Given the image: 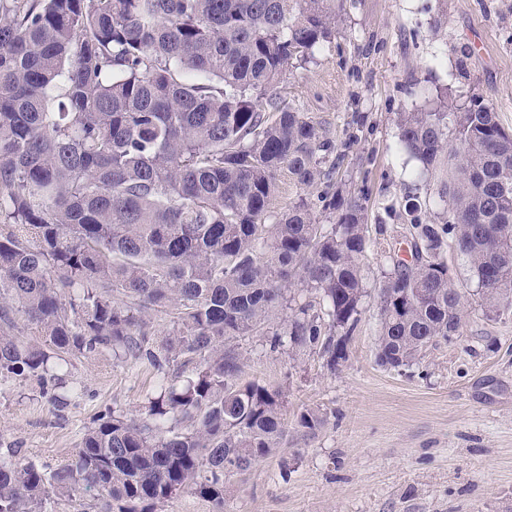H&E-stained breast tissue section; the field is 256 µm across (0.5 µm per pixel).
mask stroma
Segmentation results:
<instances>
[{
	"instance_id": "stroma-1",
	"label": "stroma",
	"mask_w": 512,
	"mask_h": 512,
	"mask_svg": "<svg viewBox=\"0 0 512 512\" xmlns=\"http://www.w3.org/2000/svg\"><path fill=\"white\" fill-rule=\"evenodd\" d=\"M279 93L334 145L324 163L343 191L369 189L366 293L336 371L313 352L240 340L239 381L284 392L288 438L227 482L224 512H512V314L470 311L461 340L430 345L400 372L375 357L379 281L392 256L407 255L406 208L420 204L433 220L445 208L438 176L400 144L395 115L434 109L444 93L474 95L511 132L512 0H347L335 38L289 68ZM71 373L83 391L63 406L34 381H0V452L56 466L98 415L139 414L156 385L108 350ZM306 408L328 417L312 437L296 426Z\"/></svg>"
}]
</instances>
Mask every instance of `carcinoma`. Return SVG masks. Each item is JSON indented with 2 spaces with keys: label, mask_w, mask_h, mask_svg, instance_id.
<instances>
[{
  "label": "carcinoma",
  "mask_w": 512,
  "mask_h": 512,
  "mask_svg": "<svg viewBox=\"0 0 512 512\" xmlns=\"http://www.w3.org/2000/svg\"><path fill=\"white\" fill-rule=\"evenodd\" d=\"M345 0H0V379L58 404L73 361L104 349L158 376L140 417L100 414L54 468L0 452V512H162L187 493L224 512L227 480L287 436L284 394L240 384L236 342L314 351L334 371L361 321L369 191L277 91L331 42ZM192 73L201 81L184 78ZM440 170L439 222L409 209L412 262L379 283L376 360L400 370L512 311V133L472 96L398 112ZM324 189L267 223L276 177ZM333 218L316 222V210ZM454 245L478 291L452 278ZM314 293L322 308L303 296ZM172 315L153 340L152 313ZM33 330L18 331V319ZM306 436L326 416H297Z\"/></svg>",
  "instance_id": "carcinoma-1"
}]
</instances>
